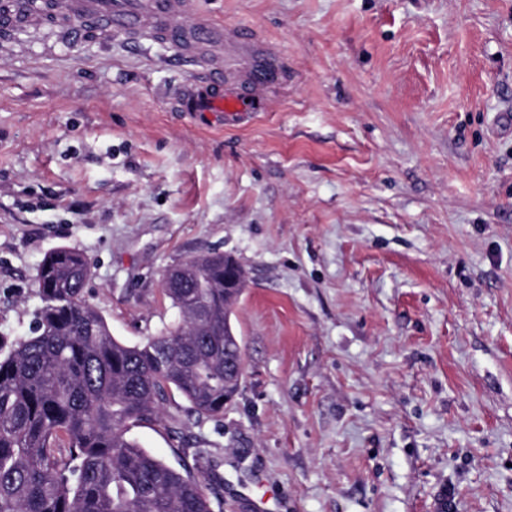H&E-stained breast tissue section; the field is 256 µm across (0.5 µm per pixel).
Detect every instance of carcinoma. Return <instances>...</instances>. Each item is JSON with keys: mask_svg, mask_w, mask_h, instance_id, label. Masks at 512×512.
<instances>
[{"mask_svg": "<svg viewBox=\"0 0 512 512\" xmlns=\"http://www.w3.org/2000/svg\"><path fill=\"white\" fill-rule=\"evenodd\" d=\"M89 275L81 253L50 252L32 334L0 339V512H222L195 474L128 433L171 387L204 419L221 417L238 394L237 261L212 252L176 265L163 291L180 320L133 346L85 299Z\"/></svg>", "mask_w": 512, "mask_h": 512, "instance_id": "carcinoma-1", "label": "carcinoma"}]
</instances>
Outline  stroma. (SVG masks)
<instances>
[{"mask_svg":"<svg viewBox=\"0 0 512 512\" xmlns=\"http://www.w3.org/2000/svg\"><path fill=\"white\" fill-rule=\"evenodd\" d=\"M198 5L281 58L249 122L182 111L166 44L0 37V337L57 248L129 345L178 321L171 266L232 254L240 391H168L140 447L223 512H512V0Z\"/></svg>","mask_w":512,"mask_h":512,"instance_id":"obj_1","label":"stroma"}]
</instances>
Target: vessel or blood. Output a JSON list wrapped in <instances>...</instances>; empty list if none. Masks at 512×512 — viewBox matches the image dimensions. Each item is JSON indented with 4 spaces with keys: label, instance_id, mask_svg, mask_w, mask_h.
<instances>
[{
    "label": "vessel or blood",
    "instance_id": "b4317fda",
    "mask_svg": "<svg viewBox=\"0 0 512 512\" xmlns=\"http://www.w3.org/2000/svg\"><path fill=\"white\" fill-rule=\"evenodd\" d=\"M26 9L0 12V25L45 21L80 39L88 24L123 35L132 45L161 41L177 55L193 59L204 68L201 85L192 91L191 111L222 112L242 118L265 111L266 90L283 77L278 55L261 44L253 31L241 26L225 33L199 10L195 0H25ZM235 46L246 67L234 90H226L224 67L227 46Z\"/></svg>",
    "mask_w": 512,
    "mask_h": 512
}]
</instances>
